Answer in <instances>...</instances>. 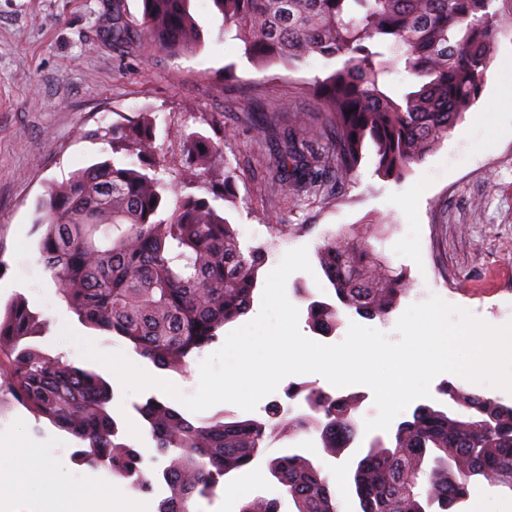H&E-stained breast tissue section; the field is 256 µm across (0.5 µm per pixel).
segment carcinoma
<instances>
[{
  "label": "carcinoma",
  "mask_w": 512,
  "mask_h": 512,
  "mask_svg": "<svg viewBox=\"0 0 512 512\" xmlns=\"http://www.w3.org/2000/svg\"><path fill=\"white\" fill-rule=\"evenodd\" d=\"M192 0H142L143 30L152 48H197L202 30ZM224 35L265 65L307 56L344 58L311 83L320 115L296 111L286 126L265 116L254 129L271 151L268 183L290 200L340 195L366 147L377 171L400 179L409 166L448 137L478 98L490 50L504 30L493 0H211ZM403 69L418 79L396 95L388 77ZM112 158L48 189L36 217L40 261L59 298L93 328L121 339L156 367L182 373L193 356L220 339L225 325L253 304L267 257L246 247L212 201L235 208L239 174L224 160L223 189L213 199L162 177L156 159V117L135 112L100 132ZM227 138L189 134L191 162L210 169ZM334 302L306 289L308 323L336 331L344 311L386 320L410 291L369 244L367 233L339 232L318 250ZM45 322L23 298L0 318V389L79 443L78 465L131 482L144 492L162 481L168 495L157 512H193L217 496L231 473L262 463L276 496H257L239 512H339L323 470L297 450H272L281 436L314 431L338 458L358 436L363 397L291 383L285 391L307 412L291 416L278 402L263 418L227 415L190 419L154 396L133 404L154 442L143 455L121 436L109 404L112 385L96 371L42 351ZM440 398L417 405L386 439L358 454L348 485L358 512H455L471 481L512 492V405L443 384Z\"/></svg>",
  "instance_id": "cac0c4a2"
}]
</instances>
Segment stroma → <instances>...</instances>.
<instances>
[{
  "mask_svg": "<svg viewBox=\"0 0 512 512\" xmlns=\"http://www.w3.org/2000/svg\"><path fill=\"white\" fill-rule=\"evenodd\" d=\"M130 24L127 40L112 38V11ZM191 13L202 29L192 52L171 55L147 44L140 23L141 0H0V311L17 297L27 299L47 323L39 347L80 361L77 347L60 340L63 325L93 340L105 352L121 351L152 376L175 384L182 395L196 393L200 359L186 373L161 370L122 341L80 324L57 296L39 260L36 209L48 186L69 179L95 162L110 158L109 145L85 139L79 129L95 130L143 110L156 112L158 142L171 174L196 186L217 185L224 163L240 170V203L229 210L244 244H269L265 271L284 254L306 248L312 272L297 271L286 281L288 300L298 309V326L307 338L306 304L297 287L330 300L331 286L317 255L323 240L343 229L383 221L386 230L375 247L412 282L402 307L439 297L487 323L512 320V27L500 35L478 100L447 138L402 180L380 175L372 149H365L357 173L340 198L285 201L267 187L252 123L255 108L276 113L287 125L292 109L313 110L309 85L340 66V59L312 55L295 68L262 66L247 58L240 41L225 37L211 0H193ZM239 120L206 176L189 166L182 139L191 132L219 138L226 113ZM287 213L297 232L275 236L270 216ZM147 392L115 387L111 412L125 436L146 456L152 441L132 405ZM77 441L38 420L8 393L0 392V452L35 456L83 502L111 498L113 490L156 512L166 497L164 485L152 492L75 464ZM275 450L299 449L328 477L349 473L354 455H327L316 434L278 440Z\"/></svg>",
  "mask_w": 512,
  "mask_h": 512,
  "instance_id": "obj_1",
  "label": "stroma"
}]
</instances>
